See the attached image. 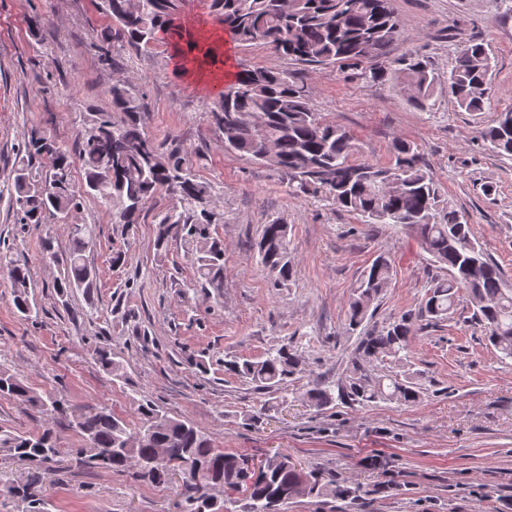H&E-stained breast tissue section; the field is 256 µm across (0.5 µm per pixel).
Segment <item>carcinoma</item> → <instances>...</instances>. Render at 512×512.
Returning <instances> with one entry per match:
<instances>
[{
  "mask_svg": "<svg viewBox=\"0 0 512 512\" xmlns=\"http://www.w3.org/2000/svg\"><path fill=\"white\" fill-rule=\"evenodd\" d=\"M184 4L185 0H99L110 20L100 33L105 61H112L115 41L139 50L163 36L174 43L183 40ZM209 11L242 44L260 42L279 57L305 66L346 68L365 82H393L416 110H428L437 89L445 85L456 106L466 112H484L491 106L492 65L481 40L459 48L446 78L416 54L389 59L390 46L402 33L393 0H209ZM130 88L128 78L114 81L108 89L111 111L92 112L83 119L78 144L83 192L72 182L71 155L57 146L47 148L46 137L33 133L24 145L26 162L14 170L13 204L28 224H43L50 217L69 224L87 195L112 216V223L127 229L139 223L156 195L164 193L176 205L159 214L157 247H165L173 237L183 240L194 267L190 287L217 292L224 287V241L212 233V226L221 221L212 207L216 187L197 175L180 147L164 148L145 134L144 106ZM208 120L219 133L224 152L284 173L295 191L321 197L364 224L408 229L446 271L428 283L420 314L445 321L464 293L471 321L484 327L488 343L501 358L512 359V288L476 239L472 225L443 199L442 187L421 164L416 145L397 138L390 163L356 161L350 133L316 111L303 82L271 66L239 73L213 98ZM480 136L498 155L512 157V125L496 118ZM42 157L49 160V169L36 174L31 163ZM70 238L65 260L59 259L49 238L42 241V254L63 266L54 283L60 295L89 294L96 276L85 253L96 241V228L70 224ZM289 244L288 225L279 220L264 225L258 264L275 287L293 275ZM6 267L16 309L27 317L37 314L29 299L27 266L10 260ZM392 276L393 265L385 254L363 270L348 303L352 329L362 326ZM410 323V316L403 314L364 329L343 377L334 386L310 388L304 395L309 405L321 411L337 402L360 407L417 404L423 387L410 371ZM97 361L113 377H123L112 350H100ZM385 364L390 371H384ZM224 369L261 390L277 391L301 373L304 364L296 351L281 346L256 360H226ZM0 394L41 408L52 421L73 417L85 446L71 452L85 469L125 473L133 460L135 479L153 485L170 483L172 471L180 469L182 512H281L292 499L327 491L341 498L350 494L344 488L327 490L318 470H304L285 455L275 453L255 462L215 448L190 421L169 416L150 400L139 403L143 425L132 428L103 407H90L74 417L66 402L38 394L3 369ZM0 452L45 468L61 454L48 427L32 435L1 432ZM216 485L224 488V499L213 508L200 489ZM233 492L245 494L240 511L235 510Z\"/></svg>",
  "mask_w": 512,
  "mask_h": 512,
  "instance_id": "obj_1",
  "label": "carcinoma"
}]
</instances>
